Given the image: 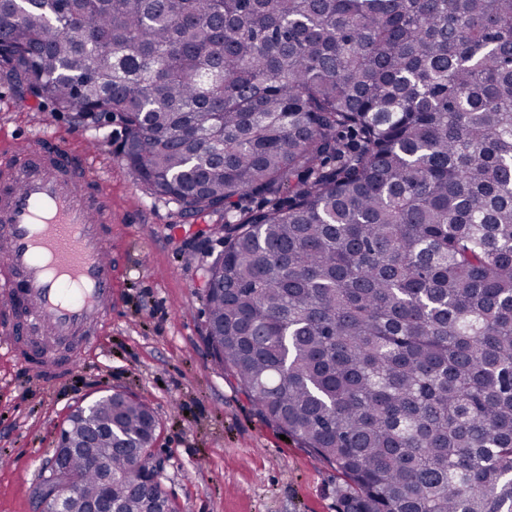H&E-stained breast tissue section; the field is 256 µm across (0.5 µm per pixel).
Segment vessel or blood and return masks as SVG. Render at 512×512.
Wrapping results in <instances>:
<instances>
[{
    "mask_svg": "<svg viewBox=\"0 0 512 512\" xmlns=\"http://www.w3.org/2000/svg\"><path fill=\"white\" fill-rule=\"evenodd\" d=\"M0 345L19 337L72 344L22 356L45 381L67 375L112 316V206L85 151L31 136L0 157Z\"/></svg>",
    "mask_w": 512,
    "mask_h": 512,
    "instance_id": "1",
    "label": "vessel or blood"
}]
</instances>
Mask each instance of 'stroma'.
I'll list each match as a JSON object with an SVG mask.
<instances>
[{"label":"stroma","mask_w":512,"mask_h":512,"mask_svg":"<svg viewBox=\"0 0 512 512\" xmlns=\"http://www.w3.org/2000/svg\"><path fill=\"white\" fill-rule=\"evenodd\" d=\"M39 133L75 152L103 144L94 165L112 203V318L71 376L51 383L0 349V512H33L63 423L106 389L152 409L161 481L180 512H336L341 472L281 440L203 340L201 270L224 249L210 218L150 195L117 153L118 126L54 111L0 78V151Z\"/></svg>","instance_id":"1"}]
</instances>
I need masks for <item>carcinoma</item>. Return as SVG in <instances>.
<instances>
[{"mask_svg": "<svg viewBox=\"0 0 512 512\" xmlns=\"http://www.w3.org/2000/svg\"><path fill=\"white\" fill-rule=\"evenodd\" d=\"M0 74L224 215L205 340L338 512H512V0H0ZM146 407L68 419L66 512H177Z\"/></svg>", "mask_w": 512, "mask_h": 512, "instance_id": "1", "label": "carcinoma"}]
</instances>
